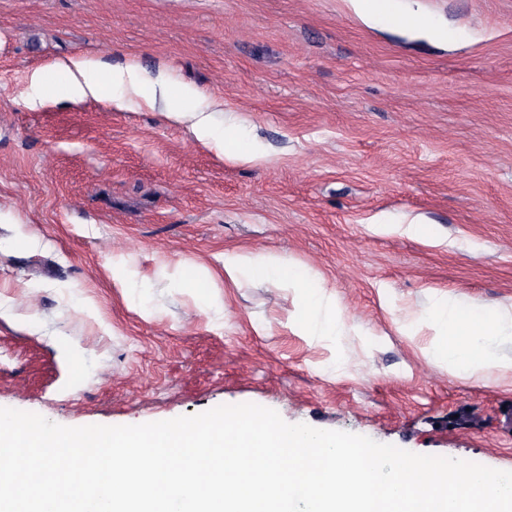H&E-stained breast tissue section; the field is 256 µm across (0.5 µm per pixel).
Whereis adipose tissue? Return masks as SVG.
<instances>
[{
    "label": "adipose tissue",
    "instance_id": "adipose-tissue-1",
    "mask_svg": "<svg viewBox=\"0 0 512 512\" xmlns=\"http://www.w3.org/2000/svg\"><path fill=\"white\" fill-rule=\"evenodd\" d=\"M37 97L57 94L74 101L93 99L120 105L114 89L121 88L141 97L147 105H155L157 97L170 94L164 76L148 82L135 65L103 68L90 58H74L58 62L48 70L35 71L31 78ZM169 119L189 126L197 140L218 141L227 159L249 162L256 159L255 151L238 149L241 132L236 124L216 129L213 118L201 102L170 109ZM249 273L264 275L273 283L298 290L304 303V323L311 335H340L344 322L339 315L329 313L325 282L311 269L288 263L261 252L229 253L224 257V278L239 284ZM433 321L438 341L428 351L434 361L447 365L451 374L472 377L495 367L497 359L490 351L499 339L512 335V306L489 308L481 304L467 307L443 298L437 301Z\"/></svg>",
    "mask_w": 512,
    "mask_h": 512
}]
</instances>
